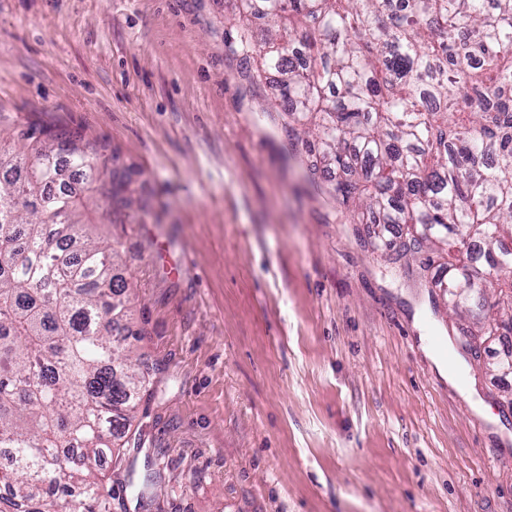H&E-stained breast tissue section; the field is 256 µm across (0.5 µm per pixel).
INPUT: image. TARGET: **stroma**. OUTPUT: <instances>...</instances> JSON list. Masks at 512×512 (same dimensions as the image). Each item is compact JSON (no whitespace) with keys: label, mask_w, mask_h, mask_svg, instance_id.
<instances>
[{"label":"stroma","mask_w":512,"mask_h":512,"mask_svg":"<svg viewBox=\"0 0 512 512\" xmlns=\"http://www.w3.org/2000/svg\"><path fill=\"white\" fill-rule=\"evenodd\" d=\"M237 34L229 0H0V140L79 132L127 178L84 219L153 367L127 450L164 469L152 512H512V338L461 349L445 259L418 281L377 245L402 226L349 223Z\"/></svg>","instance_id":"stroma-1"}]
</instances>
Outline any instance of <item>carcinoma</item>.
<instances>
[{"mask_svg": "<svg viewBox=\"0 0 512 512\" xmlns=\"http://www.w3.org/2000/svg\"><path fill=\"white\" fill-rule=\"evenodd\" d=\"M232 2L227 51L254 82L279 75L273 105L315 136L309 172L339 171L351 223L404 225L406 256L447 246L462 288L512 273V0H400L388 25L390 0ZM64 164L95 191L75 133L30 125L0 150V512H112L103 455L140 500L161 481L123 452L152 368L116 334L128 286Z\"/></svg>", "mask_w": 512, "mask_h": 512, "instance_id": "cac0c4a2", "label": "carcinoma"}]
</instances>
